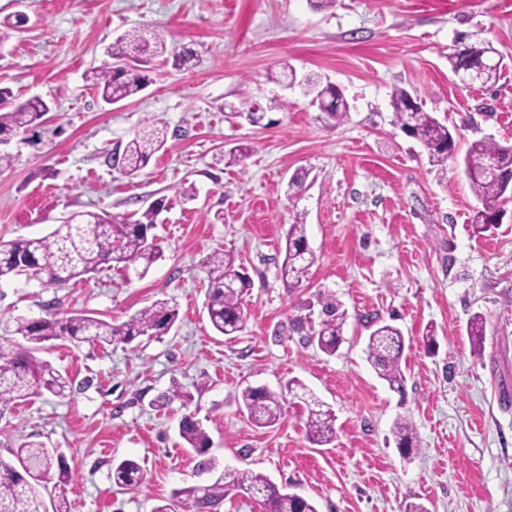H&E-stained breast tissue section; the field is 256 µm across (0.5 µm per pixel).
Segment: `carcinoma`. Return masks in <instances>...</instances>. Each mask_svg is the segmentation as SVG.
<instances>
[{
    "instance_id": "cac0c4a2",
    "label": "carcinoma",
    "mask_w": 512,
    "mask_h": 512,
    "mask_svg": "<svg viewBox=\"0 0 512 512\" xmlns=\"http://www.w3.org/2000/svg\"><path fill=\"white\" fill-rule=\"evenodd\" d=\"M493 49L490 44H471L468 54L456 52L448 55L452 72H461L477 66L481 57ZM168 53L165 41H151L137 31L125 33L112 46L108 55L115 63H108L88 77L102 101L108 105L129 99L139 93L146 77L122 71L119 63L133 60L138 65L150 64L153 59ZM310 90L322 97L326 114L338 123L348 117V112L336 103L332 85H323L308 79ZM410 101L408 91L394 90L391 96L393 121L400 125L407 117ZM49 106L39 97L17 101L10 89L0 88V138L25 134L41 124ZM410 136L427 149L429 162L444 166L456 150V131L421 109L412 113ZM167 140V124L160 118L151 119L150 130L137 133L122 152L116 154L117 164L127 175L144 169L152 155ZM490 162L497 165L500 176L491 179L483 175V168ZM470 187L481 204L472 228L474 233L489 231L488 221L501 212L507 201L512 200V145H501L492 139H481L470 144L463 157ZM167 208L161 199L139 217L134 215H109L95 212L72 214L63 224L48 235L39 238L0 239V281L19 275L41 280L46 287L60 285L76 277L96 273L107 265L134 272L142 277L162 257V250L152 234L158 216ZM313 259L308 255L305 225H289L286 235L285 256L280 266L284 282L297 286L308 278ZM208 291L205 308L214 330L224 336L241 332L245 317L240 298L250 286L249 277L231 254L215 250L206 259ZM320 307L318 319L309 322L295 320L298 328L306 331L308 342L322 353L333 356L345 341L344 326L347 313L336 299L318 294ZM177 312L166 302H155L128 320L112 324L106 320L76 313L67 318L37 320L17 319L13 335L21 338L12 348L0 344V407L16 404L33 395L47 391L60 396L69 388L68 380L54 372L49 364L36 356L43 343L51 340L92 342L100 345L130 344L141 336H152L171 327ZM406 339L401 329L391 323L376 325L368 336L367 360L377 376L388 386L402 391L405 376L401 359ZM302 390L299 399L306 406L304 422L306 439L316 446L331 444L336 438L335 416L324 404L308 393L297 380H291L286 390ZM285 396L266 388L247 387L238 396L240 408L257 427L275 425L284 415ZM180 437L196 454H206L210 439L202 423L193 414H185L178 425ZM397 447L410 455L416 447L413 424L405 418L397 419L392 427ZM14 461L0 459V512H69L66 486L70 481L68 471L55 463L62 455L54 448H47L39 441H25L13 451ZM54 482L56 495L45 502L42 491L47 483ZM112 481L120 488L137 487L144 482V473L133 459H124L112 469ZM246 494L264 508V512H317L315 504L285 492L262 473L251 470L226 471L210 484L192 485L173 490L169 500L154 506L152 512H174L182 505L188 512H214L227 498Z\"/></svg>"
}]
</instances>
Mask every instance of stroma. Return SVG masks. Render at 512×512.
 Returning <instances> with one entry per match:
<instances>
[{
    "label": "stroma",
    "mask_w": 512,
    "mask_h": 512,
    "mask_svg": "<svg viewBox=\"0 0 512 512\" xmlns=\"http://www.w3.org/2000/svg\"><path fill=\"white\" fill-rule=\"evenodd\" d=\"M21 15L0 45V86L50 111L36 140L5 147L13 161L0 170V239L45 236L75 212L139 214L162 198L168 208L154 230L163 258L145 276L0 282V339L12 338L16 319L49 312L120 323L164 300L178 319L129 345L46 342L39 358L72 387L1 412L0 458L30 440L58 449L70 512H151L175 489L243 469L318 512H404L410 502L512 512V202L497 228L475 235L480 204L459 158L476 140L512 143V0H336L321 10L310 0H0V22ZM133 30L165 38L172 52L153 60L143 91L103 104L87 77ZM460 41L508 57L495 85L466 86L449 71ZM177 53L189 61L175 63ZM309 75L342 91L343 123L312 105ZM397 87L458 129L446 168L393 124ZM154 115L168 125L166 144L138 174H121L115 150ZM239 145L246 157L225 166ZM298 171L302 188L288 190ZM295 222L314 264L293 287L278 267ZM217 249L251 279L245 328L230 340L204 308V263ZM320 291L347 312L331 357L288 327ZM476 313L486 322L479 346L467 333ZM381 320L410 338L400 393L364 353ZM292 379L333 411L332 445L307 441L294 396L269 428L239 410L245 387L277 391ZM176 385L191 393L188 405L160 406ZM187 410L211 440L214 472L196 473L199 458L178 434ZM400 417L418 439L407 458L390 433ZM125 458L141 465V487L113 484Z\"/></svg>",
    "instance_id": "1"
}]
</instances>
